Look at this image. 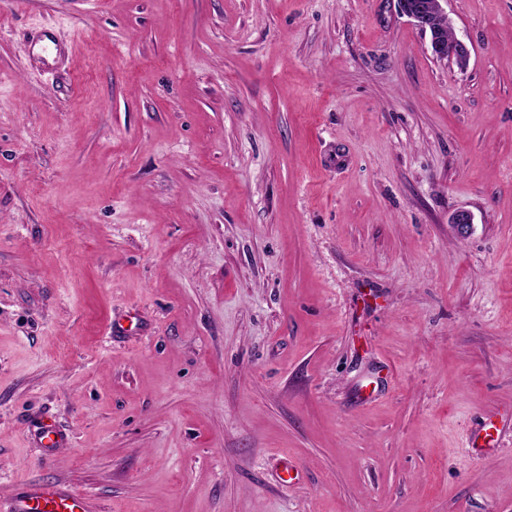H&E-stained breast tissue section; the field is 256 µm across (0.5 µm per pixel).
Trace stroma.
Listing matches in <instances>:
<instances>
[{
    "instance_id": "stroma-1",
    "label": "stroma",
    "mask_w": 512,
    "mask_h": 512,
    "mask_svg": "<svg viewBox=\"0 0 512 512\" xmlns=\"http://www.w3.org/2000/svg\"><path fill=\"white\" fill-rule=\"evenodd\" d=\"M448 16L0 0V496L512 512V0ZM434 55L441 59L454 62L460 69H466L470 60V50L468 46L460 40L456 41L455 48L450 52L440 42H435Z\"/></svg>"
}]
</instances>
